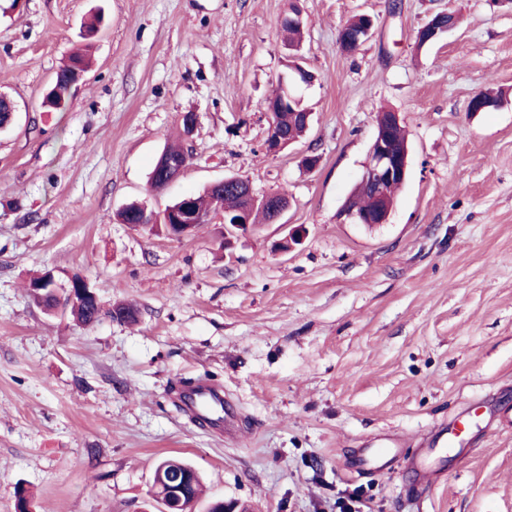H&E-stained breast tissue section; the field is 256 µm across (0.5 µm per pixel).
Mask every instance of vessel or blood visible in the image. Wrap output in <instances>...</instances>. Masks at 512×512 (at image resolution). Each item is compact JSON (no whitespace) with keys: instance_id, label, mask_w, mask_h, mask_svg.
I'll list each match as a JSON object with an SVG mask.
<instances>
[{"instance_id":"vessel-or-blood-1","label":"vessel or blood","mask_w":512,"mask_h":512,"mask_svg":"<svg viewBox=\"0 0 512 512\" xmlns=\"http://www.w3.org/2000/svg\"><path fill=\"white\" fill-rule=\"evenodd\" d=\"M172 393L179 411L193 418L201 429L227 435L236 434L235 415L233 410L225 406L224 389L220 384L208 378H199L189 383L177 380L173 383ZM459 436L458 422L439 425L434 429L433 440L425 447L424 452L428 455L435 453ZM401 446L398 438L383 437L379 443L365 448L360 462L375 466L382 472L390 471Z\"/></svg>"}]
</instances>
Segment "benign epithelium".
<instances>
[{
    "label": "benign epithelium",
    "instance_id": "1",
    "mask_svg": "<svg viewBox=\"0 0 512 512\" xmlns=\"http://www.w3.org/2000/svg\"><path fill=\"white\" fill-rule=\"evenodd\" d=\"M372 28L373 23L370 22L360 32L351 37H339L342 51L345 53L355 52L370 37ZM452 32L453 27L451 25L442 23L440 18L433 15L417 30L415 39L416 42L426 45L434 43ZM280 106L281 103L273 101L267 105L270 122L264 146L266 151L271 154H276L290 145L288 137L279 130L275 120L276 112ZM396 124H401L397 112H384L377 119L376 134L359 180L360 185L374 194L378 201L377 209L369 213L344 208L339 213L343 222L366 224L368 226L388 222L394 205L387 198L386 188L391 183L405 182L408 170L409 148L393 142L388 136V128ZM186 165L187 162L181 158L162 153L157 159L154 180L165 188L181 176ZM216 185H234L243 196L244 204L224 217V224L227 228L241 230L248 228L251 224L253 205L259 202L267 209L273 222L281 218L290 204L289 199L279 193H271L262 197L255 195L251 186L241 178L226 177L216 182ZM192 204L193 198L184 196L178 200L176 205L168 207L159 215L140 205L137 212L139 219L133 223V226L140 227L163 223L169 236L182 238L193 229L194 225L203 221V217L193 210ZM93 296H95V293L90 289L86 280L83 279L76 284L72 283L70 284L68 301L61 302L54 308V312L66 313L71 310V307L78 306L84 299Z\"/></svg>",
    "mask_w": 512,
    "mask_h": 512
}]
</instances>
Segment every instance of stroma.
Instances as JSON below:
<instances>
[{
    "label": "stroma",
    "instance_id": "1",
    "mask_svg": "<svg viewBox=\"0 0 512 512\" xmlns=\"http://www.w3.org/2000/svg\"><path fill=\"white\" fill-rule=\"evenodd\" d=\"M295 5L312 124L271 154ZM448 8L459 27L417 46ZM362 14L373 34L344 53L339 31ZM87 43L66 110L45 111ZM491 87L501 104L470 111ZM0 94L16 107L0 131V512L21 486L32 512H144L166 457L248 512H512L507 0H0ZM383 109L407 130V179L388 223H340ZM187 112L189 164L154 190ZM231 176L290 207L235 233L217 211L180 239L115 218ZM297 227L302 243L283 249ZM48 270L86 279L105 311L136 305V323L46 314L28 284ZM198 376L223 384L235 438L176 407L172 382ZM457 418L464 452L442 451L424 488L405 458L382 475L352 465L381 435L410 454Z\"/></svg>",
    "mask_w": 512,
    "mask_h": 512
}]
</instances>
